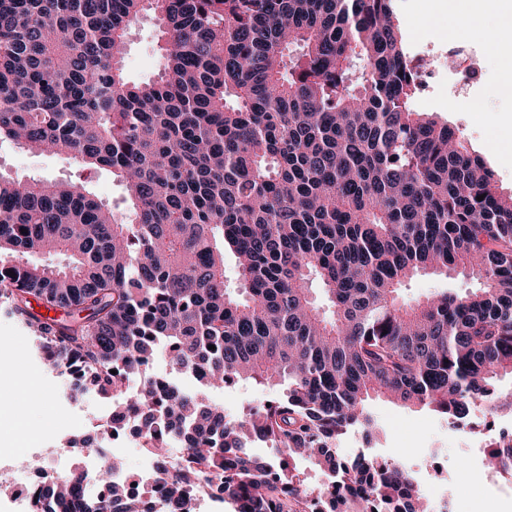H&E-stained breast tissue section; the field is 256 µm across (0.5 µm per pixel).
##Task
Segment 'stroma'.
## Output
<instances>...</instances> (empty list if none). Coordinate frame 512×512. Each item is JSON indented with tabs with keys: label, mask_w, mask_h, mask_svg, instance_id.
Here are the masks:
<instances>
[{
	"label": "stroma",
	"mask_w": 512,
	"mask_h": 512,
	"mask_svg": "<svg viewBox=\"0 0 512 512\" xmlns=\"http://www.w3.org/2000/svg\"><path fill=\"white\" fill-rule=\"evenodd\" d=\"M397 23L407 54L422 71L420 91L414 106L436 116L461 132L470 147L493 170L500 190L512 192V152L498 145L494 129L512 119V101L502 99L498 88L503 80L486 51L490 31H483L467 43L483 68L480 81L467 93H460L451 69L431 71L433 55L456 45L448 34V13L443 0H395ZM158 26L152 14H145L127 35L125 72L129 80L143 82L157 74L160 53ZM0 172L23 178L57 181L76 172L73 160L58 155L36 154L16 144L0 142ZM0 365L23 375L41 362L29 334L15 321L0 314ZM38 396L17 391L12 405L22 411L28 425L40 432L39 440L50 448L63 447L81 438L107 409L104 399L95 394L68 400L61 380L46 374ZM278 390L251 382H240L212 391V399L223 406L228 417L241 416L248 408L277 399ZM367 408L377 423L372 442L351 434L339 446L341 456H352L362 449L381 459L403 464L426 491L452 486L458 499V512H477L481 497H489V512H512V498L496 496L494 479L486 468L485 449L469 429L450 428L446 417L432 408H408L385 398H375Z\"/></svg>",
	"instance_id": "35a3bbf8"
}]
</instances>
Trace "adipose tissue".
Masks as SVG:
<instances>
[{"label":"adipose tissue","instance_id":"ef3b65f1","mask_svg":"<svg viewBox=\"0 0 512 512\" xmlns=\"http://www.w3.org/2000/svg\"><path fill=\"white\" fill-rule=\"evenodd\" d=\"M489 11L495 14L498 34L488 42V54L512 71V0H498L493 7L487 0H448L450 31L459 35L479 29L484 14Z\"/></svg>","mask_w":512,"mask_h":512}]
</instances>
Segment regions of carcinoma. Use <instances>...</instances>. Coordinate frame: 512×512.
<instances>
[{
	"instance_id": "1",
	"label": "carcinoma",
	"mask_w": 512,
	"mask_h": 512,
	"mask_svg": "<svg viewBox=\"0 0 512 512\" xmlns=\"http://www.w3.org/2000/svg\"><path fill=\"white\" fill-rule=\"evenodd\" d=\"M146 11L162 70L132 83L125 39ZM419 91L392 0H0V140L67 156L80 177L108 168L126 193L115 211L79 182L0 174V310L74 390L123 410L112 431L136 417L155 455L183 436L188 456L164 479L172 512H192L214 472L228 512H433L399 462L346 460L339 444L374 439L373 397L453 425L500 401L512 193L459 130L414 108ZM419 273L480 287L403 299ZM159 354L206 385L124 392ZM241 380L282 396L229 419L208 391ZM486 458L511 468L512 439ZM300 460L322 483L306 485ZM115 470L99 471L101 500L78 470L55 478L44 512H152Z\"/></svg>"
}]
</instances>
